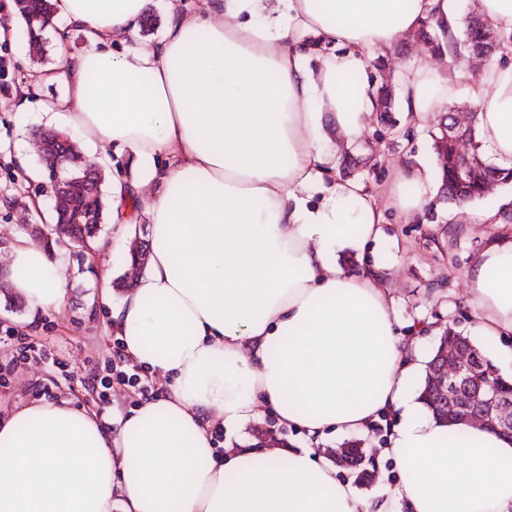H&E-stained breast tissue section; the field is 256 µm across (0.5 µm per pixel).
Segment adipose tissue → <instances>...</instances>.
<instances>
[{
    "instance_id": "obj_1",
    "label": "adipose tissue",
    "mask_w": 512,
    "mask_h": 512,
    "mask_svg": "<svg viewBox=\"0 0 512 512\" xmlns=\"http://www.w3.org/2000/svg\"><path fill=\"white\" fill-rule=\"evenodd\" d=\"M52 2L58 42L77 30L87 46L45 72L66 87L45 111L138 167L112 181V238L130 234L142 197L152 248L112 326L158 392L115 432L67 400L0 419V512H512V440L426 414L389 265L337 261L381 239L378 196L405 219L432 199L417 161L381 186L338 179L330 142L353 146L378 105L361 77L369 55H389L429 17L455 27L450 0H200L194 12L168 0L151 45L137 40L144 0ZM399 76L411 127L472 102L483 148L512 167V65L473 78L416 57ZM6 268L32 312L63 308L66 270L49 250L15 237ZM465 278L474 329L512 382V240L479 252ZM266 412L309 447L216 452L213 428ZM389 412L400 477L373 502L317 462L315 445Z\"/></svg>"
}]
</instances>
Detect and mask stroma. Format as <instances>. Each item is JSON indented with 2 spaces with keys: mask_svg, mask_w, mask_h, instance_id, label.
<instances>
[{
  "mask_svg": "<svg viewBox=\"0 0 512 512\" xmlns=\"http://www.w3.org/2000/svg\"><path fill=\"white\" fill-rule=\"evenodd\" d=\"M0 26L13 28L14 36L0 40V56L7 66L0 71V242L11 243L23 225H40L48 229L43 215L27 212L24 201L48 199V181L22 179L24 166L41 167L40 154L34 148L35 131L49 127L44 101L60 97L65 92L62 82H39L36 74L59 66L63 53L76 54L82 44L59 46L55 30H47V51L41 62H33L28 53L23 26L15 13L14 0H0ZM401 127L409 131L408 138L394 136L392 130L369 118L360 142L365 159L356 178L368 185H380L395 179V170L403 157L410 156L427 167H434L432 124L414 129L408 117H401ZM512 185L498 186L491 197L471 203L469 212L449 219V204L436 203L432 218L404 221L394 209H387L383 226L385 239L380 248L365 244L345 250L341 265L357 267L378 260L392 263L388 285L397 303V312L404 330L413 333L424 357H431L440 331L454 326L463 335H471L473 320L465 303L464 273L473 257L494 240L512 237L511 224H476L472 213L490 211L499 205L502 195ZM107 246L100 260L67 244H60L58 257L67 269V293L62 312L48 311L38 316V335L48 337L61 347L69 371L44 363L18 366L8 387H0V416L16 405L39 399L40 388H50L53 398L73 399L77 406L87 403V379L111 361L122 357L115 344L111 328L114 305L126 291L119 281L125 273V256L129 241H113L111 229L100 234ZM110 286L109 300H102V286ZM399 418L381 415L361 441L372 449L377 477L368 483L359 482L355 470L339 468L341 480L353 483L360 495L383 497L387 488L399 479V468L393 457L380 453L379 448L392 434Z\"/></svg>",
  "mask_w": 512,
  "mask_h": 512,
  "instance_id": "35a3bbf8",
  "label": "stroma"
}]
</instances>
